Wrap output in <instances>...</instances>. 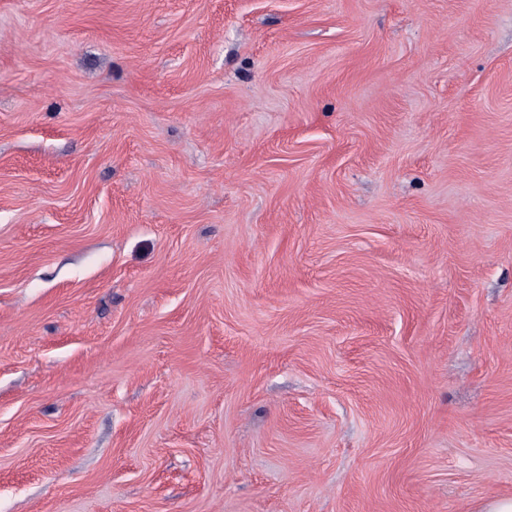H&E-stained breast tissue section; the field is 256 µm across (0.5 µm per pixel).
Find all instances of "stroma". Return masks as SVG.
Masks as SVG:
<instances>
[{
	"label": "stroma",
	"instance_id": "stroma-1",
	"mask_svg": "<svg viewBox=\"0 0 512 512\" xmlns=\"http://www.w3.org/2000/svg\"><path fill=\"white\" fill-rule=\"evenodd\" d=\"M512 496V0H0V512Z\"/></svg>",
	"mask_w": 512,
	"mask_h": 512
}]
</instances>
